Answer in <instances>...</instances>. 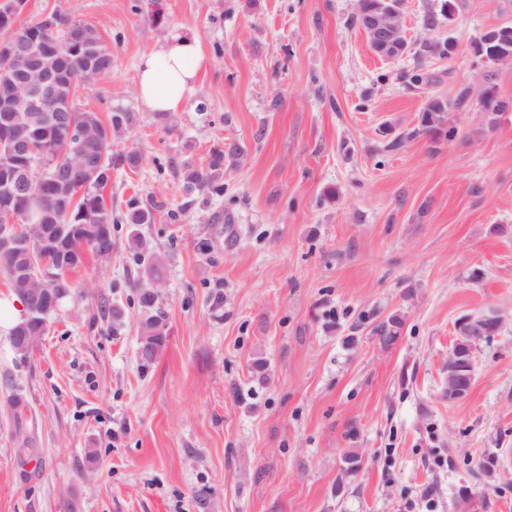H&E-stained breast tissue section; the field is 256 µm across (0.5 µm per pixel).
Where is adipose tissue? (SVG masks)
I'll list each match as a JSON object with an SVG mask.
<instances>
[{
    "label": "adipose tissue",
    "mask_w": 512,
    "mask_h": 512,
    "mask_svg": "<svg viewBox=\"0 0 512 512\" xmlns=\"http://www.w3.org/2000/svg\"><path fill=\"white\" fill-rule=\"evenodd\" d=\"M204 64L196 35L185 32L169 35L139 60L137 95L142 109L151 113L180 111L192 95Z\"/></svg>",
    "instance_id": "1"
}]
</instances>
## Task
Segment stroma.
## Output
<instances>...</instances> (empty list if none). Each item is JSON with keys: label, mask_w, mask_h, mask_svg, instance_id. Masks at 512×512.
Instances as JSON below:
<instances>
[{"label": "stroma", "mask_w": 512, "mask_h": 512, "mask_svg": "<svg viewBox=\"0 0 512 512\" xmlns=\"http://www.w3.org/2000/svg\"><path fill=\"white\" fill-rule=\"evenodd\" d=\"M163 4L159 24L153 0H26L17 19L58 9L112 51L77 106L138 119L104 197L117 214L165 203L139 232L162 261L169 336L142 365L150 273L127 224L108 259L72 272L26 360L0 330V512H426L430 498L512 512V112L486 132L480 110L487 81L512 98V61L470 50L512 25V0H455L434 29L423 18L442 0H401L394 60L352 25L356 0ZM177 31L206 65L186 107L159 117L140 106L137 65ZM448 39L452 57H420ZM416 68L437 82L410 86ZM463 88L455 139L414 135L430 96ZM233 144L223 194L186 193L185 167ZM133 150L134 168L120 160ZM490 309L502 323L473 349L468 395L442 399L458 320ZM395 315L383 344L375 328Z\"/></svg>", "instance_id": "1"}]
</instances>
